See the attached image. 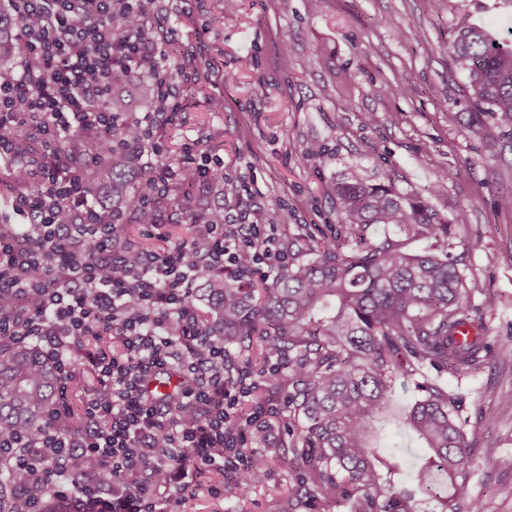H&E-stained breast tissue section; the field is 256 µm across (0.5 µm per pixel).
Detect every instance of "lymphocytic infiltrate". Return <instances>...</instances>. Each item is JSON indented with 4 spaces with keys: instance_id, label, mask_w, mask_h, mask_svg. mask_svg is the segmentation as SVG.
Masks as SVG:
<instances>
[{
    "instance_id": "f902f5d3",
    "label": "lymphocytic infiltrate",
    "mask_w": 512,
    "mask_h": 512,
    "mask_svg": "<svg viewBox=\"0 0 512 512\" xmlns=\"http://www.w3.org/2000/svg\"><path fill=\"white\" fill-rule=\"evenodd\" d=\"M144 0H11L19 21L21 73L0 75V153L16 130L43 136L40 166L22 164L19 176L36 193L6 201L0 218V339H38L63 374L68 350L104 333L123 352L98 347L89 355L105 396L89 393L81 413L91 428L66 439L53 426L37 432H0L13 449L18 474L36 488L27 512H42L41 493L85 505L86 512H157L154 493L202 468L234 471L247 464L246 426L264 422L273 405L239 414L255 387L250 374L229 379L223 343L207 336L189 303L201 271L232 269L246 277L260 267L288 264V250L272 226L218 214L203 246L183 242L167 254L114 249L122 227L106 224L84 204L86 188L74 155L60 154L75 135L101 134L99 154L120 146L123 120L105 99L114 82L133 73L151 78L157 112L169 111L173 87L142 25ZM157 112L139 119L141 143L154 145ZM219 157L161 167L154 189L192 182L222 168ZM177 370L184 380L175 399L155 398L151 379ZM92 460L112 472V497L97 486L64 477L62 462Z\"/></svg>"
}]
</instances>
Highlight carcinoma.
<instances>
[{
	"label": "carcinoma",
	"mask_w": 512,
	"mask_h": 512,
	"mask_svg": "<svg viewBox=\"0 0 512 512\" xmlns=\"http://www.w3.org/2000/svg\"><path fill=\"white\" fill-rule=\"evenodd\" d=\"M17 29L15 16L0 9V61L18 53ZM448 56L475 106L511 129L512 48L469 25L448 41ZM86 180L90 191L112 196L103 221L117 224L152 176L117 148ZM333 192L337 223L315 246L286 240L288 266L273 279L242 288L210 272L190 300L204 306L208 335L240 345L258 366L273 355L288 363L268 387L288 388L282 421L289 441L276 455L306 486L304 512H339L346 503L350 512H420L419 495L440 512H480L458 492L467 476L466 402L444 383L447 375L479 373L490 355L488 322L464 304L466 264L454 253L466 213L444 218L420 197L356 173ZM400 375L416 379L420 397L395 424L428 453L409 483L401 453L371 445ZM61 385L36 342L0 343V428L35 432L53 423L67 438L81 435L75 418L55 419ZM71 476L111 482L87 460L71 463ZM23 494L11 457L0 453V512H22Z\"/></svg>",
	"instance_id": "1"
}]
</instances>
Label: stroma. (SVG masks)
<instances>
[{
	"instance_id": "obj_1",
	"label": "stroma",
	"mask_w": 512,
	"mask_h": 512,
	"mask_svg": "<svg viewBox=\"0 0 512 512\" xmlns=\"http://www.w3.org/2000/svg\"><path fill=\"white\" fill-rule=\"evenodd\" d=\"M463 24L512 41V0H149L146 26L166 31L162 63L172 74L174 117H161L162 152L138 155L141 166L177 164L186 154L224 159V179L206 178L189 203L160 210L162 232L126 219L124 236L160 251L196 238L203 213L223 206L249 210L280 236L316 232L336 221L328 193L340 176L358 171L370 183L393 182L440 215L466 210L456 230L465 249L472 314L491 320L493 342L512 335V130L465 94L467 79L448 57V40ZM196 52L202 91L181 69ZM224 99L213 111L209 99ZM445 190L434 192L440 176ZM463 394L470 422L464 450V499L484 512H512V353L493 352L473 379H448ZM419 392L397 378L376 444H398L417 462L422 450L396 432L395 414ZM287 435L278 417L252 430L253 459L266 460L261 483L236 491L227 474L206 470L180 492L179 512H279L301 495L298 477L273 459L269 444Z\"/></svg>"
}]
</instances>
